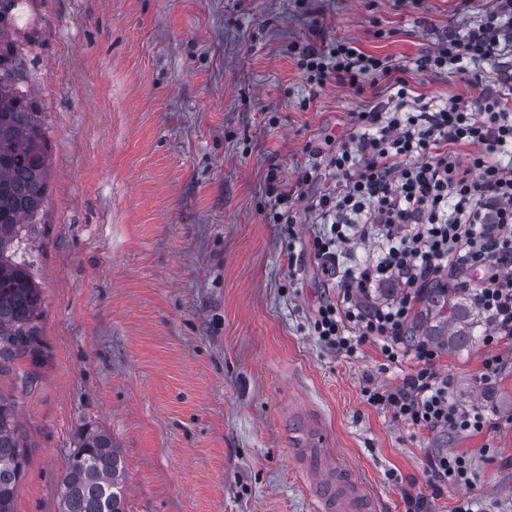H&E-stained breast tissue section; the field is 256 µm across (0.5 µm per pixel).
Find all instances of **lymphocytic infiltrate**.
<instances>
[{
	"mask_svg": "<svg viewBox=\"0 0 512 512\" xmlns=\"http://www.w3.org/2000/svg\"><path fill=\"white\" fill-rule=\"evenodd\" d=\"M511 38L512 0H496L467 33L448 30L417 57L418 72L470 76L473 94L446 101L412 95L399 65L353 41L306 42L297 51L310 85L361 92L382 80L389 92L351 113L354 131L328 162L334 184L312 207L314 254L323 277L339 284L336 298L320 302L313 331L348 356L370 338L392 364L416 360L401 385L367 389L366 397L417 430L487 426L483 410L458 402L450 380L434 371L436 348L405 334L427 285L452 280L470 293L490 327L485 345L512 340V75L482 74L500 67ZM462 144L473 153L459 154ZM368 241L374 249L363 263L341 265V247ZM387 285L398 294L376 299Z\"/></svg>",
	"mask_w": 512,
	"mask_h": 512,
	"instance_id": "f902f5d3",
	"label": "lymphocytic infiltrate"
}]
</instances>
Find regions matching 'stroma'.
I'll list each match as a JSON object with an SVG mask.
<instances>
[{"label":"stroma","instance_id":"obj_1","mask_svg":"<svg viewBox=\"0 0 512 512\" xmlns=\"http://www.w3.org/2000/svg\"><path fill=\"white\" fill-rule=\"evenodd\" d=\"M495 0H13V33L51 159L34 233L44 358L0 375L29 464L14 512H58L57 482L85 427L121 450L126 512H314L316 454L338 459L371 512H512V343L483 381L485 323L440 348L435 371L478 405L479 434L416 432L370 405L417 363L374 342L346 357L312 320L337 285L310 224H275L267 174L332 185L351 113L384 87L312 89L295 45L348 39L405 68L415 94H469L412 61ZM34 371L32 384L20 376ZM315 435L320 448L305 446ZM469 457L471 488L433 483L429 461Z\"/></svg>","mask_w":512,"mask_h":512}]
</instances>
